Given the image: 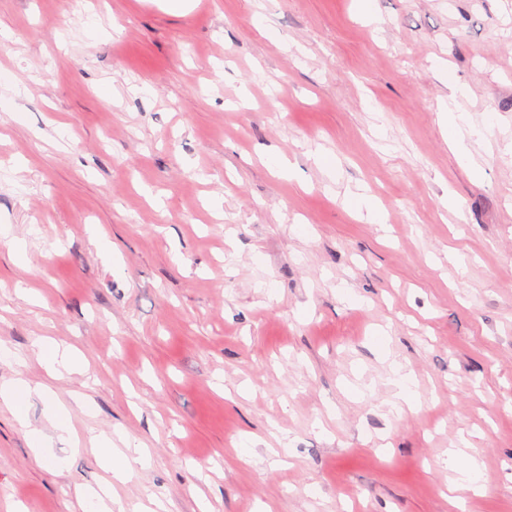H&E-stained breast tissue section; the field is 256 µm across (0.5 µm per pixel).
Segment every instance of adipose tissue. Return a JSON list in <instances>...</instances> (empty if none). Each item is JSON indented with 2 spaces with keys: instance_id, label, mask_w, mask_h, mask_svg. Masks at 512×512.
Segmentation results:
<instances>
[{
  "instance_id": "adipose-tissue-1",
  "label": "adipose tissue",
  "mask_w": 512,
  "mask_h": 512,
  "mask_svg": "<svg viewBox=\"0 0 512 512\" xmlns=\"http://www.w3.org/2000/svg\"><path fill=\"white\" fill-rule=\"evenodd\" d=\"M443 123L447 131L448 146L461 159L470 160L469 143L478 130L466 113L460 112L456 103H448L442 111ZM47 387L44 383H33L17 377L0 382V402L10 408L15 418L27 427V437L34 452H42L50 447L53 441H66L72 437V423L68 408L61 404L52 403L47 407V417L52 427L51 432L30 426L28 419L29 405L34 397L45 394ZM94 446L97 450L96 459L101 468L117 480H125L132 472L134 465H146L147 457L139 448L114 447L110 435L102 434L96 437Z\"/></svg>"
}]
</instances>
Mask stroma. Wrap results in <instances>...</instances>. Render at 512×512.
Here are the masks:
<instances>
[{"label": "stroma", "instance_id": "35a3bbf8", "mask_svg": "<svg viewBox=\"0 0 512 512\" xmlns=\"http://www.w3.org/2000/svg\"><path fill=\"white\" fill-rule=\"evenodd\" d=\"M375 10L0 0V348L26 357L0 377L48 382L30 425L57 402L80 441L34 454L0 404V512H81L106 483L119 512H512V0ZM361 188L383 223L352 215ZM39 339L82 371L48 380ZM101 433L149 464L112 481ZM442 114L449 148L461 159L466 160L476 173L479 166L471 157L469 143L474 136L480 135V130L472 124L466 113L459 111L456 94L448 99V105L444 107ZM393 374L396 377L395 382L400 387L399 393L396 395V399L391 401L389 403L390 411H396L400 412L404 410V406H407L408 408L414 407V401L412 400L409 388H408V382L409 378L407 374L402 373V366L397 365L394 366ZM448 469L454 472L452 482L457 485L461 482H471L479 472V464L475 457L462 451H451L448 455Z\"/></svg>", "mask_w": 512, "mask_h": 512}]
</instances>
